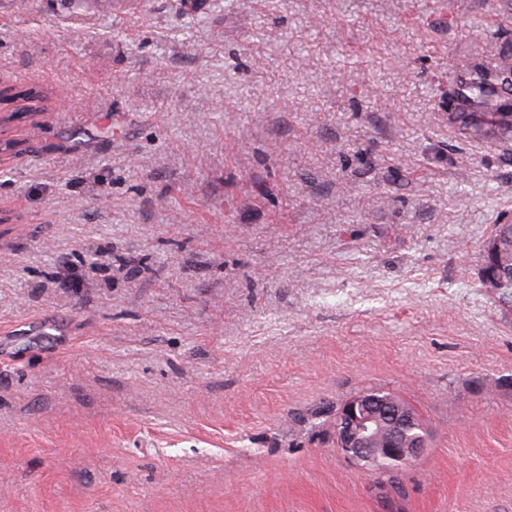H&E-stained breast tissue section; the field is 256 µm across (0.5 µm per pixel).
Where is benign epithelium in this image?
<instances>
[{"instance_id": "1", "label": "benign epithelium", "mask_w": 512, "mask_h": 512, "mask_svg": "<svg viewBox=\"0 0 512 512\" xmlns=\"http://www.w3.org/2000/svg\"><path fill=\"white\" fill-rule=\"evenodd\" d=\"M418 416L405 403L383 391L370 390L350 398L337 415L336 438L344 454L374 471L383 462L398 472L414 463L426 448L425 435L403 443L400 429Z\"/></svg>"}]
</instances>
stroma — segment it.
<instances>
[{
    "label": "stroma",
    "instance_id": "obj_1",
    "mask_svg": "<svg viewBox=\"0 0 512 512\" xmlns=\"http://www.w3.org/2000/svg\"><path fill=\"white\" fill-rule=\"evenodd\" d=\"M446 2L0 0V85L65 92L0 134V512H512V156L439 92L502 5ZM509 220L502 222L501 216H498L497 225L494 231L493 240L499 238L501 243V253L498 254V258L500 263L506 264L509 268L511 266L510 262L512 261V223L508 226L506 222ZM386 393L370 390L353 396L336 418L339 447L351 461L373 472L382 462L384 470H389L391 462L398 472L414 463L426 448L424 434L412 443L401 442L400 429L413 427L418 416L398 396ZM402 432L408 437L416 434L408 428Z\"/></svg>",
    "mask_w": 512,
    "mask_h": 512
}]
</instances>
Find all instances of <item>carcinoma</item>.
Wrapping results in <instances>:
<instances>
[{"label":"carcinoma","mask_w":512,"mask_h":512,"mask_svg":"<svg viewBox=\"0 0 512 512\" xmlns=\"http://www.w3.org/2000/svg\"><path fill=\"white\" fill-rule=\"evenodd\" d=\"M18 103L14 113L44 109L49 95L41 91L10 93ZM448 122L461 143H492L512 155V33L496 29L482 51H463L448 71ZM493 238L500 239L499 261L512 263V225L497 219Z\"/></svg>","instance_id":"cac0c4a2"}]
</instances>
